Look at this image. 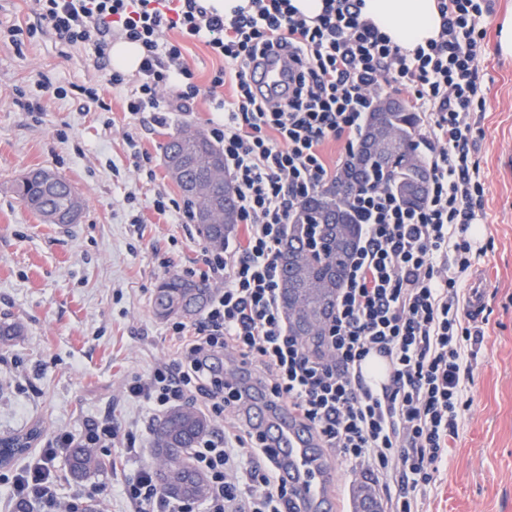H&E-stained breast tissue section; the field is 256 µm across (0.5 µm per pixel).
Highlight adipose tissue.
I'll use <instances>...</instances> for the list:
<instances>
[{
  "label": "adipose tissue",
  "mask_w": 512,
  "mask_h": 512,
  "mask_svg": "<svg viewBox=\"0 0 512 512\" xmlns=\"http://www.w3.org/2000/svg\"><path fill=\"white\" fill-rule=\"evenodd\" d=\"M362 16L409 52L438 38L441 31L436 0H364Z\"/></svg>",
  "instance_id": "obj_1"
}]
</instances>
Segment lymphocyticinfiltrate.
<instances>
[{"instance_id": "1", "label": "lymphocytic infiltrate", "mask_w": 512, "mask_h": 512, "mask_svg": "<svg viewBox=\"0 0 512 512\" xmlns=\"http://www.w3.org/2000/svg\"><path fill=\"white\" fill-rule=\"evenodd\" d=\"M33 2L61 47L91 49L99 61L113 39L141 47L130 115L148 112L162 125L170 113L190 110L200 89L184 56L188 41L203 42L220 60L212 89L233 88L231 102L215 98L208 132L233 179L246 242L205 251L201 277L217 286L204 315L191 329L170 325L175 358L131 378L128 395L156 415L192 403L223 417L241 408V392L218 366L234 352L263 371L271 398L294 409L351 472H368L388 488L387 512H421L420 497L459 436L483 339L460 278L473 264L472 228L483 218L471 114L485 104L479 66L487 0H437L441 33L411 54L363 19V0H323L312 19L291 0H250L229 16L211 0ZM172 31L178 39H169ZM283 55L287 93H254L251 67ZM393 87L410 92L426 124L427 196L410 208L380 183L356 191L360 242L311 343L288 325L279 247L298 206L334 177L321 145L342 139L354 146L376 98ZM41 89L19 107L39 115L45 96L72 95L110 109L94 85ZM373 351L394 364L379 393L356 374ZM118 440L109 423L58 436L8 477L13 500L39 512H83L84 493L57 496L53 463L74 443L111 448ZM193 461L208 481L202 504L170 501L149 466L126 479L123 494L137 512H298L296 492L278 479L275 453L253 429L203 437Z\"/></svg>"}]
</instances>
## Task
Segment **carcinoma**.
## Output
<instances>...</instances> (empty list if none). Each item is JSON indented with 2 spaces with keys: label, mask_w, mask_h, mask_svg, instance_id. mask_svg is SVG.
<instances>
[{
  "label": "carcinoma",
  "mask_w": 512,
  "mask_h": 512,
  "mask_svg": "<svg viewBox=\"0 0 512 512\" xmlns=\"http://www.w3.org/2000/svg\"><path fill=\"white\" fill-rule=\"evenodd\" d=\"M412 140L419 117L414 112L395 106L389 112H371L367 127L375 123ZM164 165L183 194L194 204V219L208 247L224 249V241L238 223V205L231 178L224 169V155L201 131L192 139L177 132L163 146ZM361 161L357 155L338 170L335 181L304 200L294 213V232L283 243L279 260L282 272V305L288 324L299 332L300 320L327 310L336 295L347 269L350 256L359 240V226L351 205L354 189L342 190L343 183ZM358 186L382 182L408 206L424 199L428 172L417 160L404 153H394L360 168ZM16 192L23 204L47 224H72L80 218L84 204L72 186L55 172L31 169L16 181ZM224 209V223L207 224L204 214L214 206ZM340 225L346 246L335 241L330 225ZM304 294L305 306L293 308V299ZM209 286L204 281L171 273L160 282L154 301L160 317L193 315L207 303ZM21 335L18 323L0 320V343L10 344ZM210 424L199 411L184 406L166 413L156 425L153 448L164 462L160 473L163 491L179 500H197L207 489L205 477L187 467L188 449L208 433ZM41 427L35 425L26 433L0 438V468L10 467L40 439ZM106 466L94 449L81 446L72 449L69 472L76 479L88 477Z\"/></svg>",
  "instance_id": "obj_1"
}]
</instances>
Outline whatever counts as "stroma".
<instances>
[{
    "mask_svg": "<svg viewBox=\"0 0 512 512\" xmlns=\"http://www.w3.org/2000/svg\"><path fill=\"white\" fill-rule=\"evenodd\" d=\"M509 17L512 0H492L480 63L486 105L472 114L485 187L477 227L482 251L473 264L487 290L484 339L472 361L456 446L427 492L426 512H512V56L499 48ZM11 26L35 35L22 52L0 47V319L16 320L24 330L13 345H0V436L38 423L48 442L111 421L135 438L139 454H127L121 444L100 449L112 467L81 481L59 459L56 491L67 497L92 488L93 512H134L124 480L158 459L153 432L142 425L146 408L125 385L175 357L170 321L154 310L156 289L169 273H199L206 246L196 224L153 207L160 193L183 198L163 164L162 146L179 130H206L210 78L220 62L203 43H186L201 93L191 111L157 125L125 110L136 74L114 87L105 84L89 50L61 56L30 0H0V28ZM43 81L100 84L111 109L88 112L78 100L49 97L41 117L32 119L17 106L15 92H35ZM137 151L152 156L154 179L136 172ZM38 167L54 170L83 197L78 223H43L18 198L17 177ZM334 490L343 494L346 512L367 495L376 512L385 508L382 487L345 466L337 468Z\"/></svg>",
    "mask_w": 512,
    "mask_h": 512,
    "instance_id": "obj_1",
    "label": "stroma"
}]
</instances>
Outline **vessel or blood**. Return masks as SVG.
<instances>
[{"label":"vessel or blood","instance_id":"1","mask_svg":"<svg viewBox=\"0 0 512 512\" xmlns=\"http://www.w3.org/2000/svg\"><path fill=\"white\" fill-rule=\"evenodd\" d=\"M251 78L260 88L281 84L282 65L266 64L254 69ZM485 307V286L481 273H473L467 296V308L478 314ZM363 378L377 388L388 384L393 373L390 360L375 355L362 363ZM248 410L244 417L251 427L265 433L279 461V479L297 492L302 512H338L339 503L330 491L335 470L316 432L288 408L272 410L258 385L248 388Z\"/></svg>","mask_w":512,"mask_h":512}]
</instances>
